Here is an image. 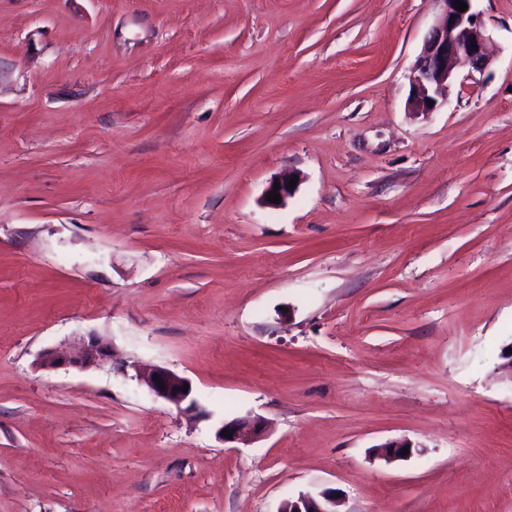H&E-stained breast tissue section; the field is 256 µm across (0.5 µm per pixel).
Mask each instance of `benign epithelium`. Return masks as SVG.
Masks as SVG:
<instances>
[{
    "label": "benign epithelium",
    "mask_w": 512,
    "mask_h": 512,
    "mask_svg": "<svg viewBox=\"0 0 512 512\" xmlns=\"http://www.w3.org/2000/svg\"><path fill=\"white\" fill-rule=\"evenodd\" d=\"M439 5L436 20L431 25L424 39L423 47L418 55L412 72V96L409 109L413 113H429L442 105L443 93L453 78L454 64L460 60L468 62L472 69L483 71L492 61L493 49L491 40L481 30L478 14L472 10L473 0H464L467 10L460 12L454 6L456 0H435ZM476 49H471V46ZM433 105H428V101ZM295 176V172L286 171L276 177V181L268 184L266 192L273 191L275 183H280L278 193L281 200L291 197L294 190L287 188V183ZM112 349L98 336H90L83 342L78 354L51 353L44 357L42 365L57 368L62 365L85 369L111 356ZM135 378L144 384L156 397L174 405L184 413L197 410V402L193 398V388L183 390L189 379L168 368L161 366H135ZM165 388H160V385ZM229 430L232 437L221 435ZM265 430V422L252 416L239 417L224 422L216 431V437L224 444L235 448L248 445L259 439ZM412 447L403 439L387 441L379 445L376 458L390 464L404 459L402 449ZM336 496L329 490L318 495L301 494L296 498L284 500L278 512H336Z\"/></svg>",
    "instance_id": "1"
}]
</instances>
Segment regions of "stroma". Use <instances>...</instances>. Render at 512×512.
Returning <instances> with one entry per match:
<instances>
[{
  "label": "stroma",
  "instance_id": "1",
  "mask_svg": "<svg viewBox=\"0 0 512 512\" xmlns=\"http://www.w3.org/2000/svg\"><path fill=\"white\" fill-rule=\"evenodd\" d=\"M473 9L491 65L416 114L436 0H0V512H512V0ZM112 349L109 344L103 342L98 336H88L83 342V346L77 355H67L64 353L47 354L42 365L47 368H57L62 365L72 366L79 369H85L97 364L104 358L110 357ZM134 369L136 372L135 378L157 398L174 405L184 413H193L197 410V402L192 396V383L188 378L161 366L137 365L134 366ZM153 376H158V380H153ZM158 382L165 385V390L160 388ZM185 383L189 385L187 392H183ZM224 429L229 430L232 438H228ZM265 430V422L259 417H239L228 422H223L216 431V437L227 448H240L237 445H248L259 439ZM224 432V436H221ZM230 444V446H226ZM406 447H409V454H407V456H402L401 451ZM376 448H379L376 454V458L383 460L388 464L407 459L413 453L412 444L403 439L390 440L377 446ZM335 506L336 496L329 490H323L317 496L300 494L297 498H288L277 512H337Z\"/></svg>",
  "mask_w": 512,
  "mask_h": 512
}]
</instances>
